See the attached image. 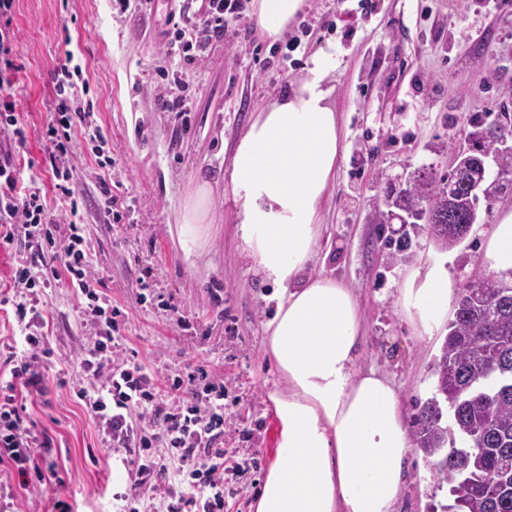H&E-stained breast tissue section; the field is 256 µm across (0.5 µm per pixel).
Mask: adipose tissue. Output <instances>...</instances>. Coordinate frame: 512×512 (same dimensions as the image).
I'll return each instance as SVG.
<instances>
[{"mask_svg": "<svg viewBox=\"0 0 512 512\" xmlns=\"http://www.w3.org/2000/svg\"><path fill=\"white\" fill-rule=\"evenodd\" d=\"M307 0H254L268 38L277 41ZM328 59L315 57L297 87L256 113L228 168L237 203L239 247L278 298L266 346L282 381L270 398L279 418L277 460L255 512H398L411 453L395 382L359 363L362 316L352 288L310 272L323 204L344 156ZM214 231L210 186L185 202L178 237L196 255ZM489 271L512 270V209L494 224ZM456 292L448 271L413 272L399 301L424 326L446 316Z\"/></svg>", "mask_w": 512, "mask_h": 512, "instance_id": "1", "label": "adipose tissue"}]
</instances>
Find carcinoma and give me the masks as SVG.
I'll use <instances>...</instances> for the list:
<instances>
[{"label":"carcinoma","mask_w":512,"mask_h":512,"mask_svg":"<svg viewBox=\"0 0 512 512\" xmlns=\"http://www.w3.org/2000/svg\"><path fill=\"white\" fill-rule=\"evenodd\" d=\"M468 172L498 150L495 141L470 133ZM424 200L461 222L477 199L455 170L436 180L427 173L396 201L411 211ZM506 272L475 270L448 324L436 363L435 392L413 420L415 447L436 458L434 473L453 497L448 512H512V286Z\"/></svg>","instance_id":"carcinoma-1"}]
</instances>
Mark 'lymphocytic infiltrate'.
I'll return each instance as SVG.
<instances>
[{
	"instance_id": "1",
	"label": "lymphocytic infiltrate",
	"mask_w": 512,
	"mask_h": 512,
	"mask_svg": "<svg viewBox=\"0 0 512 512\" xmlns=\"http://www.w3.org/2000/svg\"><path fill=\"white\" fill-rule=\"evenodd\" d=\"M14 0H0V242L17 244L9 292L0 305L10 306L21 340L7 345L4 360L11 375L0 387V469L15 474L26 487L28 473L42 481L56 477L42 455L49 440L40 435L18 392L44 394L52 370L43 315L46 288L61 282L83 301V327L90 341L80 365L92 384L76 382V396L89 402L102 440L124 450L128 487L120 512H224V487L242 485L251 459L229 462L224 451V409L238 397L231 383L199 376L187 383L174 378L164 393L141 364L122 355L120 307L100 292L101 280L90 258V244L78 219H60L39 191L20 181L15 150L26 143V131L10 89ZM242 14V0H180L176 32L190 28L196 44L168 47L181 63L196 59L195 49L223 41ZM81 74L73 54L56 70V98L41 135L51 159L49 178L58 194L70 199L77 169L71 148L75 121L90 114L78 103L75 79ZM189 400L177 399V392Z\"/></svg>"
}]
</instances>
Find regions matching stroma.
Here are the masks:
<instances>
[{
	"label": "stroma",
	"mask_w": 512,
	"mask_h": 512,
	"mask_svg": "<svg viewBox=\"0 0 512 512\" xmlns=\"http://www.w3.org/2000/svg\"><path fill=\"white\" fill-rule=\"evenodd\" d=\"M178 0H15L11 89L27 131L19 151L23 177L48 206L50 157L40 138L55 100V72L72 51L93 114V129L75 123L80 159L74 198L92 245L102 290L126 314L123 349L157 380L204 369L231 378L240 397L226 417L224 446L253 458L248 487L225 492L224 512H254L256 495L277 458L278 420L269 399L281 385L265 346L274 308L236 237L226 170L232 149L259 107L304 77L316 55L327 56L326 83L342 131L344 158L323 206L313 274L353 289L363 314L361 363L397 384L405 420L434 393L435 365L447 325L424 332L399 303L418 261L444 266L456 285L485 266L487 236L512 193L479 203L480 221L444 251L426 232L412 233L411 255L389 261L397 224L377 223L370 205L402 171L447 174L454 153L467 150V116L497 120L512 108V0H308L286 39L300 42L289 58L272 54L252 7L237 31L210 44L204 58L165 77ZM181 96L188 112L161 109L160 96ZM99 131L112 164L99 168L90 136ZM105 177L122 218L105 222L96 186ZM222 227L202 252L186 257L177 227L199 178ZM53 310L49 346L64 359L50 372L48 392L27 400V413L50 442L52 482H31L21 512H49L55 499L71 512H114L127 487L123 454L106 448L92 411L73 393L87 338L71 289H47ZM447 485L432 458L412 450L398 512H442Z\"/></svg>",
	"instance_id": "obj_1"
}]
</instances>
